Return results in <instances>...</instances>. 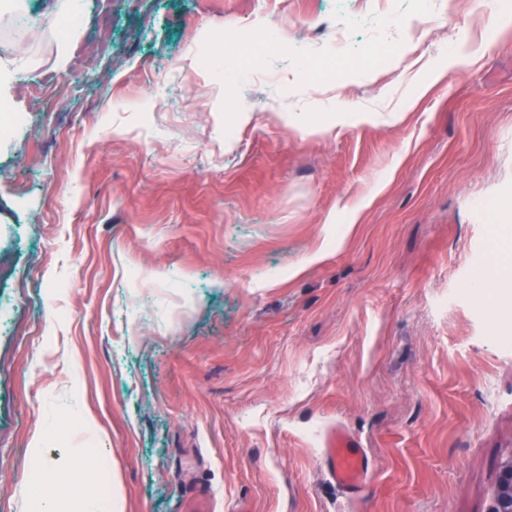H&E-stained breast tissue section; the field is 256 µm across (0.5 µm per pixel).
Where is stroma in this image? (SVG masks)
Returning <instances> with one entry per match:
<instances>
[{
	"label": "stroma",
	"mask_w": 512,
	"mask_h": 512,
	"mask_svg": "<svg viewBox=\"0 0 512 512\" xmlns=\"http://www.w3.org/2000/svg\"><path fill=\"white\" fill-rule=\"evenodd\" d=\"M26 4L58 25L0 40L4 512L34 446L78 442L63 405L125 512H489L512 284L474 281L512 242V0ZM338 430L372 463L352 493ZM325 448L329 461V474L338 486L354 492L369 475L371 461L364 448L347 433L338 430Z\"/></svg>",
	"instance_id": "1"
}]
</instances>
